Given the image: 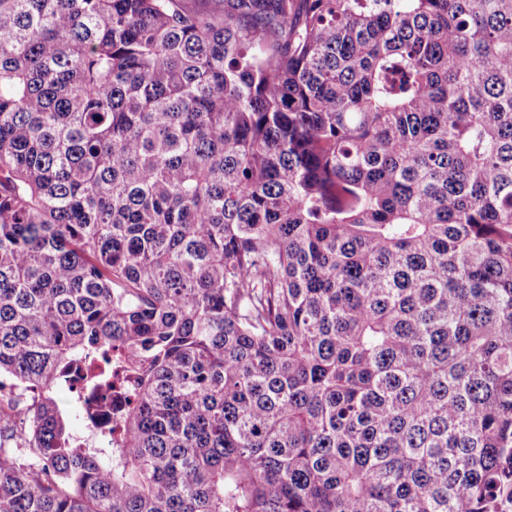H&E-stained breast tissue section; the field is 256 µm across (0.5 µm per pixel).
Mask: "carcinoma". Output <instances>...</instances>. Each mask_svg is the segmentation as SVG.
I'll return each mask as SVG.
<instances>
[{"label": "carcinoma", "instance_id": "cac0c4a2", "mask_svg": "<svg viewBox=\"0 0 512 512\" xmlns=\"http://www.w3.org/2000/svg\"><path fill=\"white\" fill-rule=\"evenodd\" d=\"M2 374L0 512L511 506L512 0H0Z\"/></svg>", "mask_w": 512, "mask_h": 512}]
</instances>
